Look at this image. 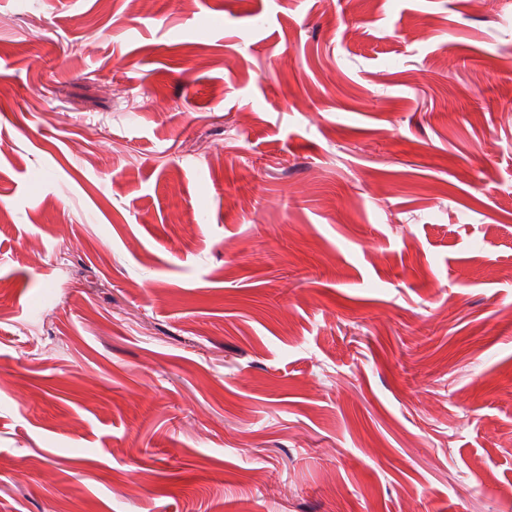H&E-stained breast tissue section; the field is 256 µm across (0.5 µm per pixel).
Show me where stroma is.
I'll return each mask as SVG.
<instances>
[{
    "label": "stroma",
    "mask_w": 512,
    "mask_h": 512,
    "mask_svg": "<svg viewBox=\"0 0 512 512\" xmlns=\"http://www.w3.org/2000/svg\"><path fill=\"white\" fill-rule=\"evenodd\" d=\"M0 209V512H512V0H0Z\"/></svg>",
    "instance_id": "stroma-1"
}]
</instances>
